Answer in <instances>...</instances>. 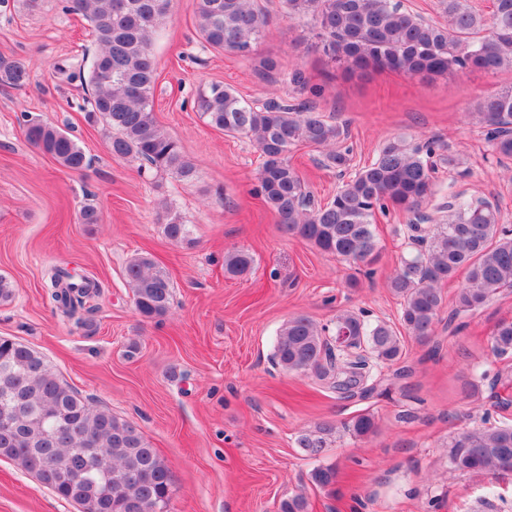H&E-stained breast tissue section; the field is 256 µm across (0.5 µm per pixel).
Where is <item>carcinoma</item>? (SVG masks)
Segmentation results:
<instances>
[{"label": "carcinoma", "mask_w": 512, "mask_h": 512, "mask_svg": "<svg viewBox=\"0 0 512 512\" xmlns=\"http://www.w3.org/2000/svg\"><path fill=\"white\" fill-rule=\"evenodd\" d=\"M58 2L62 11L86 19L98 52L88 68L81 63L55 66V77L87 89L81 110L108 128L110 154L159 175L195 181L197 166L157 123L152 109L157 81L152 41L171 0ZM282 5L289 18L310 24L315 47L348 73L380 69L431 79L466 71H512V0H493L487 21L469 0H438L443 23L408 11L401 0H282ZM196 22L204 46L248 58L268 17L258 0H198ZM28 79L25 58L0 56V86L21 89ZM194 107L211 127L253 141L263 158L255 176L258 194L287 234L318 251L355 264L369 276L379 256L376 213L397 209L409 215V252L388 287L401 300L402 328L417 342L428 343L435 335L446 307L442 286L460 270L467 276L448 314V326L456 331L512 289V229L500 223L497 204L459 192L425 212L436 195V172L460 165L458 153L441 140L416 145L403 138L386 141L373 161L342 181L322 206L311 200L288 155L302 144L323 147L328 149L326 166L344 172L350 165L344 126L325 119L308 102L258 106L220 84L199 91ZM466 116L482 129L499 160H512V86L480 98ZM25 134L63 167L80 171L87 165L81 147L57 125L31 120ZM79 220L100 223L93 199L83 202ZM163 231L175 243L190 241L188 225L175 215ZM253 262L245 250L229 251L224 273L241 277ZM126 278L140 316L154 319L167 313L173 284L164 268L147 255H136L127 262ZM49 281L54 307L85 325L81 312L92 311L99 282L58 266L50 270ZM341 332L348 336L344 344L337 343ZM491 345L498 356L512 355V320L497 323ZM402 354L400 332L349 310L336 315L331 330L306 315L293 316L275 344V360L283 370L313 376L350 397L374 390L373 372L398 363ZM346 429L365 439L376 434L378 423L362 413ZM337 432L335 425L322 423L301 434L299 447L316 459L325 437ZM0 458L33 474L81 512H169L174 494L169 467L135 422L93 406L42 353L6 337L0 338ZM448 470L512 472V424L486 416L480 425L452 435ZM336 478L333 465H319L310 473L311 483L324 490Z\"/></svg>", "instance_id": "obj_1"}]
</instances>
